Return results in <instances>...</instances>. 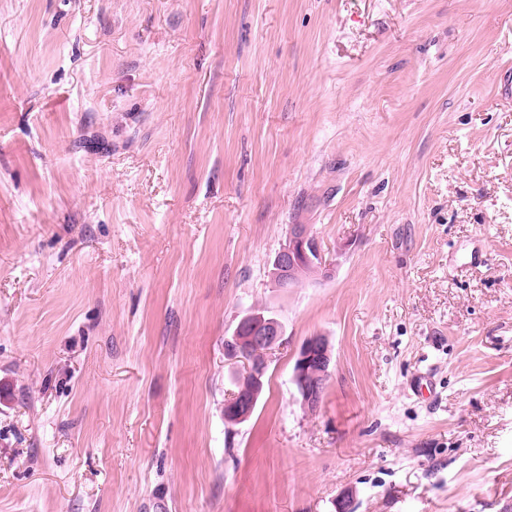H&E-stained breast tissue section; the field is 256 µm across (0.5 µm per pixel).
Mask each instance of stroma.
<instances>
[{
	"label": "stroma",
	"instance_id": "stroma-1",
	"mask_svg": "<svg viewBox=\"0 0 512 512\" xmlns=\"http://www.w3.org/2000/svg\"><path fill=\"white\" fill-rule=\"evenodd\" d=\"M511 72L512 0H0V512H512ZM272 267L271 276L276 284H296L302 272L322 277L332 274L330 264L306 224L290 225L287 240L275 255ZM283 336L281 323L275 318L264 317L263 314L251 313L243 317L237 324L232 336L224 341V351L229 360L244 362L247 371L239 382L238 391L225 405L224 421L229 424H239L251 417L257 399L260 397L267 372V361L264 353L268 354L280 345ZM254 348H262L263 352L251 353ZM332 368L333 350L329 339L321 334L305 338L296 355L291 381L308 411L314 412L320 407Z\"/></svg>",
	"mask_w": 512,
	"mask_h": 512
}]
</instances>
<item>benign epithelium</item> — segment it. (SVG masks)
Returning <instances> with one entry per match:
<instances>
[{"label": "benign epithelium", "mask_w": 512, "mask_h": 512, "mask_svg": "<svg viewBox=\"0 0 512 512\" xmlns=\"http://www.w3.org/2000/svg\"><path fill=\"white\" fill-rule=\"evenodd\" d=\"M303 272L328 277L332 268L308 225L292 224L285 244L274 257L271 276L276 283L296 284ZM282 336L283 328L277 319L251 313L238 322L232 336L224 341L227 358L247 364L238 391L225 405V422L239 424L253 414L264 385L267 361L256 362L251 353L255 348L270 353L280 345ZM332 368L333 350L329 339L321 334L305 338L296 355L291 381L307 410L314 412L320 407Z\"/></svg>", "instance_id": "7a95c632"}]
</instances>
